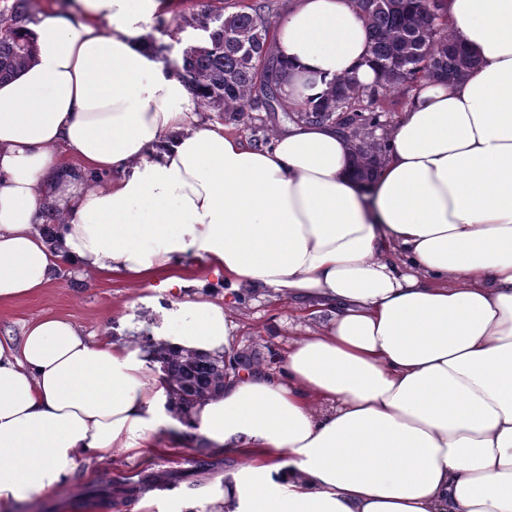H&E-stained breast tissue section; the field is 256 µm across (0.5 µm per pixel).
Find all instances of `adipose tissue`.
Returning <instances> with one entry per match:
<instances>
[{
  "label": "adipose tissue",
  "instance_id": "obj_1",
  "mask_svg": "<svg viewBox=\"0 0 512 512\" xmlns=\"http://www.w3.org/2000/svg\"><path fill=\"white\" fill-rule=\"evenodd\" d=\"M170 6L76 0L26 24L33 59L0 82V303L63 264L275 289L327 324L283 374L228 377L181 415L247 461L248 479L224 476V512H512V0H444L477 63L420 84L367 183L334 125L293 122L263 146L194 120L146 37ZM274 48L291 108L378 79L356 0H295ZM88 171L112 180L87 188ZM191 249L202 269L170 275ZM232 329L222 300L194 295L160 339L219 358ZM149 364L61 317L0 342V501L59 487L83 458L159 447L168 390Z\"/></svg>",
  "mask_w": 512,
  "mask_h": 512
}]
</instances>
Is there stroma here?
I'll list each match as a JSON object with an SVG mask.
<instances>
[{"label":"stroma","mask_w":512,"mask_h":512,"mask_svg":"<svg viewBox=\"0 0 512 512\" xmlns=\"http://www.w3.org/2000/svg\"><path fill=\"white\" fill-rule=\"evenodd\" d=\"M203 296L224 300L235 324L229 357H245L258 367L281 373L282 355L289 342L304 335L307 327L326 322L323 314L310 315L308 308L288 302L272 290L237 288L223 275H209ZM180 297L161 288L153 279L139 286L119 278H77L62 267L49 288L26 299L0 304V341L19 340L25 328L45 315L68 318L92 340L107 342L123 338L147 349L157 342L166 317ZM208 458L209 470L196 467ZM234 462L212 454L205 444L183 441L178 452L163 454L149 448L140 451L116 449L79 461L62 490L0 502V512H134L142 499H151L146 512H215L224 489V474ZM161 474L168 488L166 497L145 489L139 495L112 494L117 483L136 485L146 476Z\"/></svg>","instance_id":"obj_1"}]
</instances>
